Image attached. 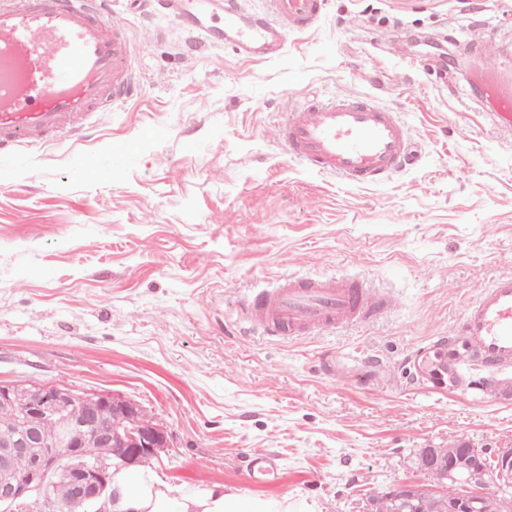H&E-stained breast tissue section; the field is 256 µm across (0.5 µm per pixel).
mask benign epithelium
I'll return each instance as SVG.
<instances>
[{
    "label": "benign epithelium",
    "mask_w": 512,
    "mask_h": 512,
    "mask_svg": "<svg viewBox=\"0 0 512 512\" xmlns=\"http://www.w3.org/2000/svg\"><path fill=\"white\" fill-rule=\"evenodd\" d=\"M0 404L16 408L20 415L18 431L0 440V512H79L93 506L110 488L112 464H140L167 447V435L159 426L141 420L136 404L111 395H82L62 385L42 383L0 384ZM70 405L81 409L87 425L95 428L98 441L113 448L105 460L88 452H78L66 461L59 448H79L85 441L84 425L62 423L51 432L41 423L52 419L56 409ZM127 421L121 429L102 419L100 408ZM33 454L29 469H13L17 454ZM418 465L424 471L438 470L442 481L437 487L408 482L391 485L383 496L401 512H426L428 502L451 483L456 495L441 499L442 512H479L482 498L492 492L505 504L512 503V447H466L450 459L439 448H423ZM59 477L68 479L72 495L59 500L51 486Z\"/></svg>",
    "instance_id": "benign-epithelium-1"
}]
</instances>
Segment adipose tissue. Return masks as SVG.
<instances>
[{
  "mask_svg": "<svg viewBox=\"0 0 512 512\" xmlns=\"http://www.w3.org/2000/svg\"><path fill=\"white\" fill-rule=\"evenodd\" d=\"M105 512H293L287 499L245 497L215 482L172 486L156 469L136 465L113 469Z\"/></svg>",
  "mask_w": 512,
  "mask_h": 512,
  "instance_id": "adipose-tissue-1",
  "label": "adipose tissue"
}]
</instances>
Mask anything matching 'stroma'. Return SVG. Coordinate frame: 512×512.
Returning <instances> with one entry per match:
<instances>
[{"mask_svg":"<svg viewBox=\"0 0 512 512\" xmlns=\"http://www.w3.org/2000/svg\"><path fill=\"white\" fill-rule=\"evenodd\" d=\"M109 9L132 37L161 32L134 58L135 96L0 168V383L135 401L168 433L154 466L172 483L307 512L429 484L423 448L512 446V396L480 367L444 381L409 359L512 273V135L489 119L484 69L451 62L488 24L512 66V0H326L272 59ZM310 93L398 107L419 166L360 188L289 159L269 125ZM298 271L364 275L396 305L293 340L241 331L250 288ZM253 452L276 455L275 482L251 479Z\"/></svg>","mask_w":512,"mask_h":512,"instance_id":"obj_1","label":"stroma"}]
</instances>
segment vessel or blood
<instances>
[{
  "mask_svg": "<svg viewBox=\"0 0 512 512\" xmlns=\"http://www.w3.org/2000/svg\"><path fill=\"white\" fill-rule=\"evenodd\" d=\"M158 12L207 46H227L244 57L272 58L290 32L316 25L325 0H266L264 11L245 0H153ZM134 49L122 21L108 17L103 0H0V166L23 161L27 146L83 136L102 112L133 97ZM487 94L496 127L512 134V75L490 80ZM272 141L307 169L364 187L414 165L411 133L398 108L373 95L305 97L270 127ZM390 300L369 280L346 274H300L256 289L238 305L249 328L276 339L307 336L367 322ZM463 340L501 396L512 382V273L479 284L447 337L433 343L440 366L459 357ZM249 472L274 477L268 454L248 456Z\"/></svg>",
  "mask_w": 512,
  "mask_h": 512,
  "instance_id": "1",
  "label": "vessel or blood"
}]
</instances>
